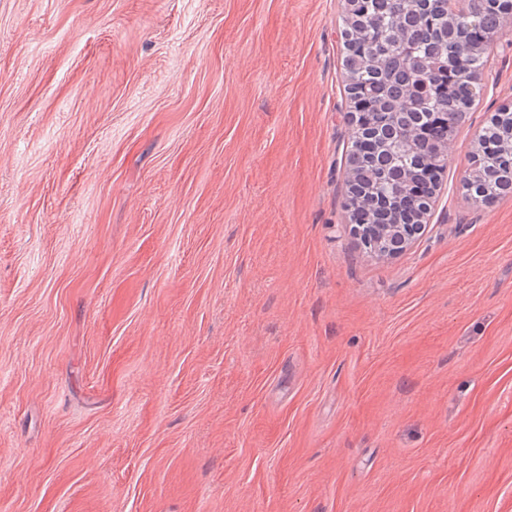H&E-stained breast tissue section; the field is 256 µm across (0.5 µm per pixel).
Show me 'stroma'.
<instances>
[{"instance_id":"35a3bbf8","label":"stroma","mask_w":512,"mask_h":512,"mask_svg":"<svg viewBox=\"0 0 512 512\" xmlns=\"http://www.w3.org/2000/svg\"><path fill=\"white\" fill-rule=\"evenodd\" d=\"M344 0H0V512H512V194L343 207Z\"/></svg>"}]
</instances>
